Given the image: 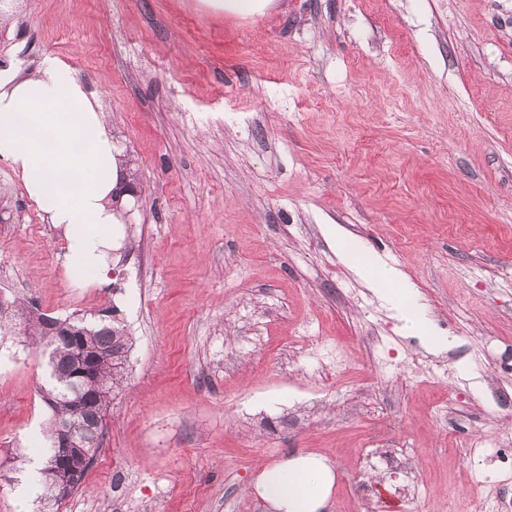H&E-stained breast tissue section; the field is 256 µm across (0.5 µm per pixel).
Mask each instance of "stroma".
Listing matches in <instances>:
<instances>
[{
    "instance_id": "stroma-1",
    "label": "stroma",
    "mask_w": 512,
    "mask_h": 512,
    "mask_svg": "<svg viewBox=\"0 0 512 512\" xmlns=\"http://www.w3.org/2000/svg\"><path fill=\"white\" fill-rule=\"evenodd\" d=\"M0 66L58 55L136 175L113 284L78 288L65 241L0 161V297L57 317L116 309L127 384L62 512H270L261 469L316 453L324 512H364L410 448L425 499L512 496V0H12ZM399 269L444 348L356 271ZM380 331L385 345H372ZM47 357L0 342V461L31 460ZM447 402L448 415L435 414ZM206 5L215 11H229L245 15L263 7L265 0H205Z\"/></svg>"
}]
</instances>
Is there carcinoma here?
Returning a JSON list of instances; mask_svg holds the SVG:
<instances>
[{"label": "carcinoma", "instance_id": "carcinoma-1", "mask_svg": "<svg viewBox=\"0 0 512 512\" xmlns=\"http://www.w3.org/2000/svg\"><path fill=\"white\" fill-rule=\"evenodd\" d=\"M43 314L24 303L12 301L6 305L0 303V339L11 335L22 342H31L43 352H55L56 337L46 334ZM69 325L76 329L77 335L94 344L105 352L129 353L133 345L122 322L89 321L84 317H69ZM125 369L110 363H102L96 368L97 385L92 389L91 401L78 407L72 395V381L69 378V365L66 356L61 355L55 362L49 363L46 383L40 387V395L49 409L40 434L48 446L41 448L44 458L52 459L58 446L66 441L69 428L80 431L92 426L104 427V421L116 392L124 381ZM38 501L52 504V512H61L64 500L54 499L52 483L41 477L38 482Z\"/></svg>", "mask_w": 512, "mask_h": 512}]
</instances>
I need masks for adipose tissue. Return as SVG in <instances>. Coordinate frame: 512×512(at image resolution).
I'll return each instance as SVG.
<instances>
[{"mask_svg":"<svg viewBox=\"0 0 512 512\" xmlns=\"http://www.w3.org/2000/svg\"><path fill=\"white\" fill-rule=\"evenodd\" d=\"M121 150L98 103L59 56L47 54L30 73L0 69V160L20 177L47 223L65 240L63 269L77 287L110 285L112 248L127 195L121 186ZM358 271L380 287L385 301L402 308L405 327L429 335L407 306L409 289L397 270L376 258ZM335 474L326 458L298 454L265 467L257 492L270 512H322Z\"/></svg>","mask_w":512,"mask_h":512,"instance_id":"adipose-tissue-1","label":"adipose tissue"}]
</instances>
